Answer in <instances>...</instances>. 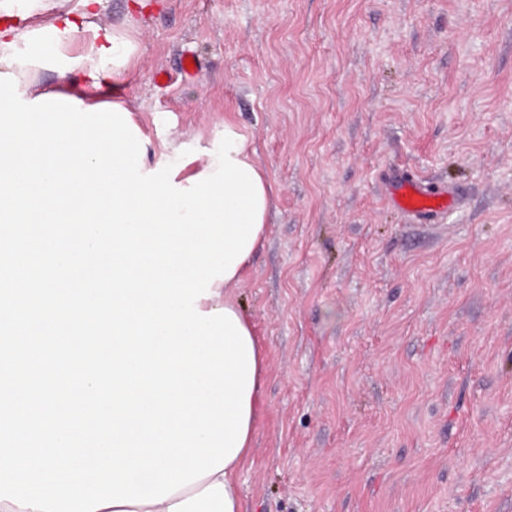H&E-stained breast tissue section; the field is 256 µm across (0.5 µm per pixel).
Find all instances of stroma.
<instances>
[{
  "instance_id": "stroma-1",
  "label": "stroma",
  "mask_w": 512,
  "mask_h": 512,
  "mask_svg": "<svg viewBox=\"0 0 512 512\" xmlns=\"http://www.w3.org/2000/svg\"><path fill=\"white\" fill-rule=\"evenodd\" d=\"M131 92L275 186L231 289L267 350L246 512H512V0H163ZM392 169L457 190L440 227Z\"/></svg>"
}]
</instances>
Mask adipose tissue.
Masks as SVG:
<instances>
[{
	"mask_svg": "<svg viewBox=\"0 0 512 512\" xmlns=\"http://www.w3.org/2000/svg\"><path fill=\"white\" fill-rule=\"evenodd\" d=\"M104 0H0V72L15 74L25 100L60 94L81 100L84 106L115 101L130 108L125 94L130 86L139 43L136 28H114L101 23ZM52 83L41 80L43 72ZM241 261L232 277L215 281L211 295L200 299L198 310L226 308L248 333L256 327L229 290L247 275ZM243 444L223 470L187 485L155 504L115 505L104 512H245L237 478L251 458Z\"/></svg>",
	"mask_w": 512,
	"mask_h": 512,
	"instance_id": "obj_1",
	"label": "adipose tissue"
}]
</instances>
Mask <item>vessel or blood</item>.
I'll return each mask as SVG.
<instances>
[{
	"label": "vessel or blood",
	"mask_w": 512,
	"mask_h": 512,
	"mask_svg": "<svg viewBox=\"0 0 512 512\" xmlns=\"http://www.w3.org/2000/svg\"><path fill=\"white\" fill-rule=\"evenodd\" d=\"M384 186L389 202L418 220H440L457 201L455 190L431 186L399 170L385 176Z\"/></svg>",
	"instance_id": "obj_1"
}]
</instances>
